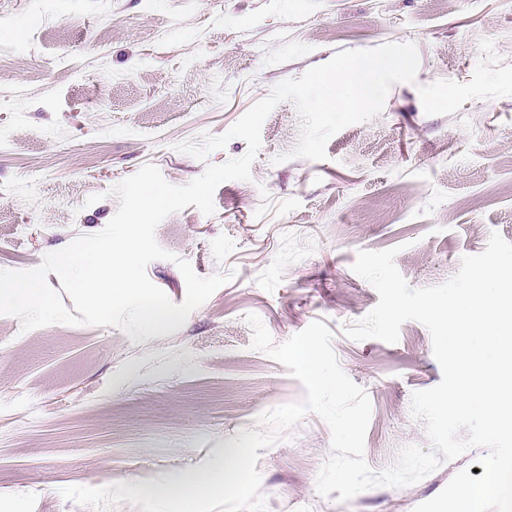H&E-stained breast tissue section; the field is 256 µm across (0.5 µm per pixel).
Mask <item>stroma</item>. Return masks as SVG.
<instances>
[{
    "label": "stroma",
    "instance_id": "35a3bbf8",
    "mask_svg": "<svg viewBox=\"0 0 512 512\" xmlns=\"http://www.w3.org/2000/svg\"><path fill=\"white\" fill-rule=\"evenodd\" d=\"M414 44L415 82L382 112L292 157L302 122L279 103L263 123L247 181L215 191L156 230L197 275L231 274L177 331L52 324L0 316V512H94L67 486L134 488L216 470L241 430L303 400V385L253 350L245 317L281 344L313 321L372 403L364 457L373 472L408 445L430 449L414 392L441 369L428 329L397 342L343 329L379 296L352 266L392 247L411 287L453 277L491 233L512 242V0H0V270L102 230L109 191L144 164L181 186L243 156L231 140L199 160L179 143L225 133L280 82L334 53ZM100 200L88 204L91 195ZM483 454L472 448L418 483L350 501L318 494L331 431L307 413L262 450L267 512H413Z\"/></svg>",
    "mask_w": 512,
    "mask_h": 512
}]
</instances>
